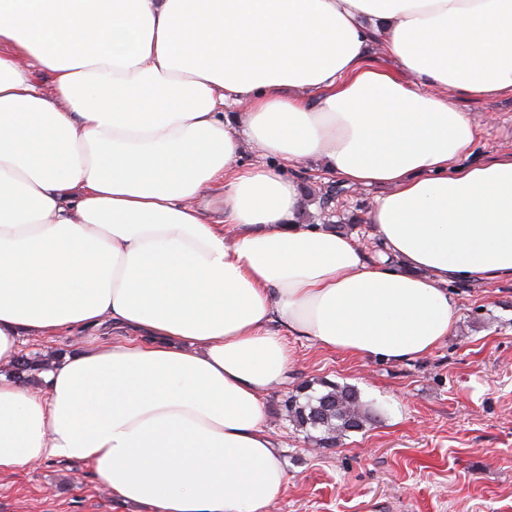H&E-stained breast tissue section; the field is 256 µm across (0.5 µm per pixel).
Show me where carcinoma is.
I'll use <instances>...</instances> for the list:
<instances>
[{
    "mask_svg": "<svg viewBox=\"0 0 512 512\" xmlns=\"http://www.w3.org/2000/svg\"><path fill=\"white\" fill-rule=\"evenodd\" d=\"M49 366L39 355L25 356L15 364V377L24 381L28 374ZM290 417L301 427L306 437L311 431L320 432L316 442L322 448L335 447L347 433L362 429L375 420L357 389L331 385L319 395L294 394L284 404Z\"/></svg>",
    "mask_w": 512,
    "mask_h": 512,
    "instance_id": "obj_1",
    "label": "carcinoma"
}]
</instances>
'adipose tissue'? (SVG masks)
<instances>
[{"label":"adipose tissue","instance_id":"adipose-tissue-1","mask_svg":"<svg viewBox=\"0 0 512 512\" xmlns=\"http://www.w3.org/2000/svg\"><path fill=\"white\" fill-rule=\"evenodd\" d=\"M448 87L512 95V0H0V475L80 461L147 512H269L283 333L404 362L453 328L450 284L512 280V151L461 164ZM308 161L380 188L377 256L299 223ZM106 320L134 338L11 374L26 337Z\"/></svg>","mask_w":512,"mask_h":512}]
</instances>
